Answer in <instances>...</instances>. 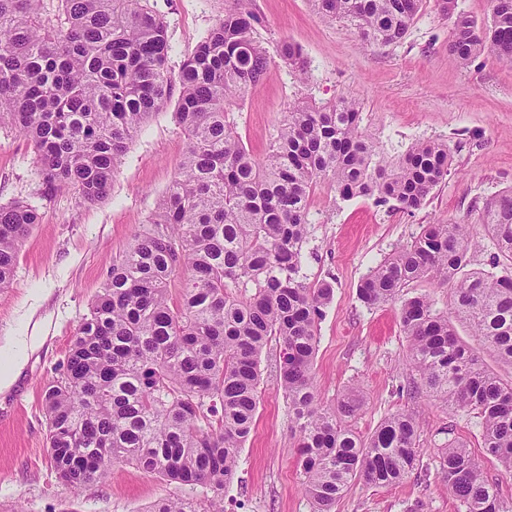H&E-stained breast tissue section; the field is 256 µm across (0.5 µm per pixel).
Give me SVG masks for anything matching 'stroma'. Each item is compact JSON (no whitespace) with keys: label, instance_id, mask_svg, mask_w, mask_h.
Returning <instances> with one entry per match:
<instances>
[{"label":"stroma","instance_id":"stroma-1","mask_svg":"<svg viewBox=\"0 0 512 512\" xmlns=\"http://www.w3.org/2000/svg\"><path fill=\"white\" fill-rule=\"evenodd\" d=\"M230 2L147 0L167 25L171 77H178L184 59ZM251 9L269 71L233 106L230 118L256 158L264 157L289 106L301 100H358L361 129L379 155L394 162L419 141L448 146L447 178L412 213L365 197L344 201L328 182H318L309 198L303 254L309 281L334 284L314 363L320 397L330 401L346 386L358 387L364 396L355 423L360 435H370L396 412L412 413L421 431L418 470L390 487L356 481L335 512H463L437 473V454L452 439L482 455L478 420L414 393L421 380L406 363L399 302L365 306L357 285L422 225L434 222L471 225L480 242L472 266L487 268L495 245L480 213L487 198L512 187V68L488 52L469 65L457 63L448 51L450 24L436 0H423L400 43L372 47L361 44L350 22L323 19L310 0H251ZM285 42L309 61L306 81L281 59ZM173 112L166 107L143 125L108 196L95 205L70 192L45 194L32 148L14 130L0 128V204L24 201L42 215L20 250L11 286L0 290V352L14 337L33 339L13 383L0 391V512H147L156 501L184 493L131 466L78 494L66 492L54 477L41 399L113 259L150 224L158 198L177 174L186 138ZM281 357L278 339L269 340L260 360L255 427L240 455L239 480L224 493V512H314L288 402L277 386Z\"/></svg>","mask_w":512,"mask_h":512}]
</instances>
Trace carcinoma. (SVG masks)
I'll list each match as a JSON object with an SVG mask.
<instances>
[{
  "label": "carcinoma",
  "instance_id": "1",
  "mask_svg": "<svg viewBox=\"0 0 512 512\" xmlns=\"http://www.w3.org/2000/svg\"><path fill=\"white\" fill-rule=\"evenodd\" d=\"M56 2L50 17L45 0H0V127L31 146L45 193L103 200L137 132L173 100L187 135L150 227L112 261L63 372L42 387L57 483L75 492L131 465L198 490L147 512H224V490L255 423L261 354L274 336L283 345L278 385L316 512H335L359 479L400 483L419 466L412 414L385 418L365 438L351 425L363 403L359 388L330 403L318 398V327L334 287L303 272L307 201L322 179L343 200L419 210L448 175V146L419 142L392 164L360 130L356 101H301L257 160L228 117L269 67L250 0H233L176 82L166 24L143 0ZM312 2L323 17L351 22L365 45L401 42L422 5ZM490 2L479 28L457 12V0H438L451 22L448 51L462 65L490 52L512 66V0ZM280 53L307 78L299 47L286 42ZM41 220L26 202L0 205V288L12 283L22 242ZM480 222L496 241L492 270L470 268L471 225L427 224L370 270L358 295L371 307L416 281L448 284L454 317L486 353L512 365V188L488 199ZM400 322L426 396L478 418L485 455L511 474L512 381L485 368L428 296L406 298ZM438 474L465 512H512L466 445L440 448Z\"/></svg>",
  "mask_w": 512,
  "mask_h": 512
}]
</instances>
